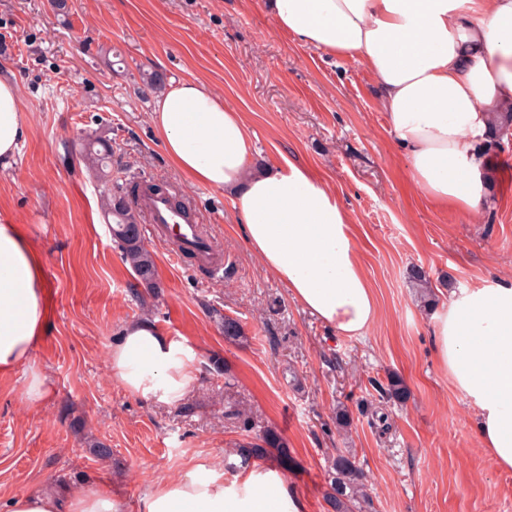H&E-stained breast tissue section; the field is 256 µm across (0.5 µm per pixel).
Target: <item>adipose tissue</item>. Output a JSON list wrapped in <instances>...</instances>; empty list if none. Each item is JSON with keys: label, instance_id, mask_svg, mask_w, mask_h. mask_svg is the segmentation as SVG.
I'll return each mask as SVG.
<instances>
[{"label": "adipose tissue", "instance_id": "ef3b65f1", "mask_svg": "<svg viewBox=\"0 0 512 512\" xmlns=\"http://www.w3.org/2000/svg\"><path fill=\"white\" fill-rule=\"evenodd\" d=\"M276 29L329 54L359 60L377 82L392 132L422 193L468 214L485 201L481 151L491 113L512 102V0H267ZM153 124L170 164L188 181L231 191L244 237L292 298L341 336L378 317L375 292L335 192L285 159L249 172L252 130L242 112L199 79L157 101ZM27 135L16 86L0 80V167ZM40 253L25 229L0 224V375L29 366L51 320ZM433 350L468 398L482 448L512 472V282L453 295L432 316ZM130 394L168 401L195 381V357L152 322L128 323L109 352ZM262 462L224 474L196 465L152 486L139 512H302ZM8 512H126L119 496L77 484L24 492Z\"/></svg>", "mask_w": 512, "mask_h": 512}]
</instances>
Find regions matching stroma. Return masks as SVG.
I'll return each mask as SVG.
<instances>
[{"mask_svg":"<svg viewBox=\"0 0 512 512\" xmlns=\"http://www.w3.org/2000/svg\"><path fill=\"white\" fill-rule=\"evenodd\" d=\"M154 70L204 80L243 112L254 167L286 157L336 192L379 305L365 335H337L305 311L243 240L230 198L170 166L153 129L158 93L140 90ZM0 76L15 82L28 127L0 169V221L23 225L39 248L53 307L32 355L47 396L28 401L26 371L0 377V512L50 483L100 487L138 512L150 485L191 465L223 469L245 449L278 469L306 512H333L329 468L345 448L367 477L368 512H512V472L481 447L465 394L436 361L425 307L512 279V136L483 145L486 209L437 208L365 67L280 34L264 0H68L64 15L47 0H0ZM89 135L109 139L112 174L128 187L155 183L195 208L223 277L193 256L172 263L147 237L156 285L137 282L80 155ZM228 317L241 336L225 337ZM139 319L194 353L183 397L147 400L111 378L108 352ZM394 378L403 398L381 397ZM377 406L386 423L373 420ZM265 429L280 447L262 441Z\"/></svg>","mask_w":512,"mask_h":512,"instance_id":"1","label":"stroma"}]
</instances>
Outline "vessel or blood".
<instances>
[{"instance_id": "1", "label": "vessel or blood", "mask_w": 512, "mask_h": 512, "mask_svg": "<svg viewBox=\"0 0 512 512\" xmlns=\"http://www.w3.org/2000/svg\"><path fill=\"white\" fill-rule=\"evenodd\" d=\"M132 207L136 213L146 216L153 232L173 238L174 246L170 250L173 261H180L188 253L212 260L213 241L203 224L189 209L177 206L170 194L140 195Z\"/></svg>"}]
</instances>
